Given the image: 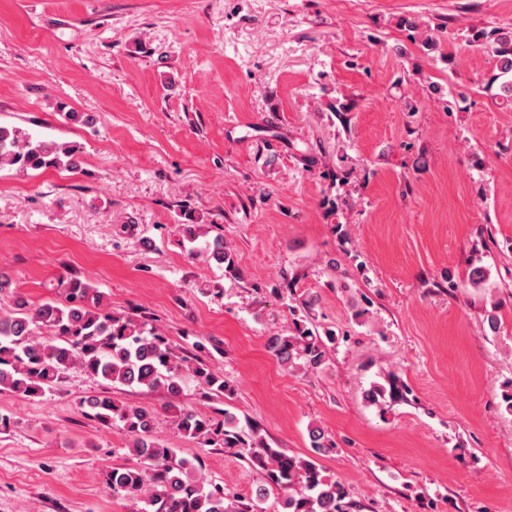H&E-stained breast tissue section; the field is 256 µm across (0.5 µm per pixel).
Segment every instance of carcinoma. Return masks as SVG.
Wrapping results in <instances>:
<instances>
[{
  "label": "carcinoma",
  "mask_w": 512,
  "mask_h": 512,
  "mask_svg": "<svg viewBox=\"0 0 512 512\" xmlns=\"http://www.w3.org/2000/svg\"><path fill=\"white\" fill-rule=\"evenodd\" d=\"M472 42L492 51L498 72L486 80L487 88L499 87L500 96L512 99V31L475 32ZM80 147L73 143L35 140L17 127L0 126V167L18 171L48 168L75 170ZM206 236L198 224L180 225L178 244L236 272L234 255L220 236L197 245ZM63 300L46 302L35 309L13 295L14 310L0 314V390L23 397L40 398L53 390L73 370L126 387L153 390L163 387L174 398L187 381L210 393L231 392L224 376L207 364L178 354L165 334L147 320L117 315L103 303V295L78 279H61ZM336 343V333L319 330L308 316H296L286 334L269 338L277 361L289 371L322 370ZM407 392L395 374L374 382L364 392L370 405L383 407ZM82 413L104 427L120 423L130 437L137 463L111 467L105 484L112 494L140 501V512H350L343 485L327 478L311 459L272 448L253 428L240 426L228 410L218 419L171 404L180 433L204 446L228 448L266 478L256 498L246 500L201 476L202 461L177 457L176 449L151 436L152 411L131 407L107 395L81 401ZM311 447L326 455L335 447L324 431H309ZM273 502H268V499Z\"/></svg>",
  "instance_id": "obj_1"
}]
</instances>
